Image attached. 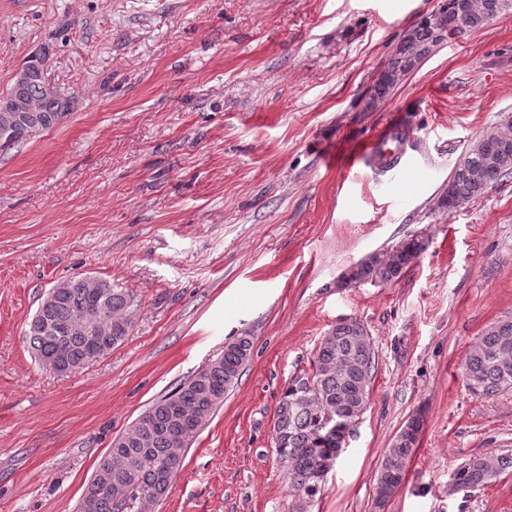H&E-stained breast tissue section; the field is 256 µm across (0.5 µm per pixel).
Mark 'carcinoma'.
Here are the masks:
<instances>
[{"label":"carcinoma","mask_w":512,"mask_h":512,"mask_svg":"<svg viewBox=\"0 0 512 512\" xmlns=\"http://www.w3.org/2000/svg\"><path fill=\"white\" fill-rule=\"evenodd\" d=\"M512 8V0H452L442 10L447 36L463 35L493 22ZM440 45L437 29L417 23L402 37L371 88L369 106L385 100L432 50ZM45 77L34 73L22 85H11L7 95L22 97L36 107L31 119L49 130L67 115L69 100L49 98ZM512 176V132L491 128L477 138L457 164L440 197V206L454 209L480 198L488 188ZM425 250V243L411 238L388 254L377 253L356 266V281L388 283L402 275ZM51 302L45 317L49 327L28 328L25 340L35 359L57 369L64 358L77 369L122 344L133 327L137 297L112 282L98 279L92 285L75 277L49 289ZM105 318L102 347L90 354L86 337L69 328L86 322L90 310ZM252 337L242 335L224 346V353L199 369L172 392L144 410L112 441L109 456L86 485L79 512H121L133 492L144 490L152 498L165 497L183 468L179 438L197 434L224 402V395L238 380L249 360ZM377 368L370 336L356 320L339 322L322 337L312 371L293 378L280 398L274 415L279 442L278 459L286 468L290 487L302 499L311 500L344 447L356 421L365 412ZM469 391L492 399L512 389V320L488 326L470 349L465 368ZM421 420L410 418L386 449L374 487V506L383 512L405 484L406 464L415 450ZM512 469V457L473 459L454 473L457 488L472 489L497 474Z\"/></svg>","instance_id":"obj_1"}]
</instances>
